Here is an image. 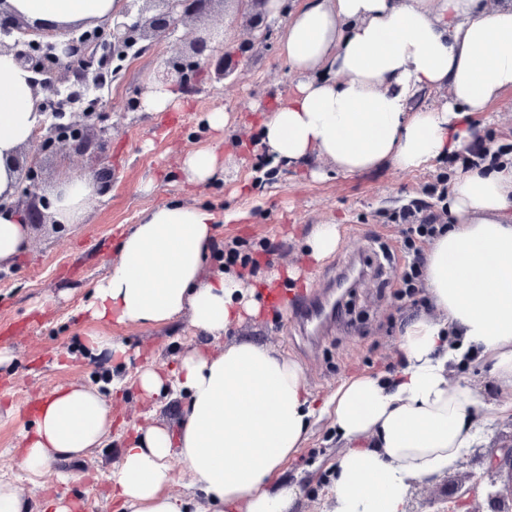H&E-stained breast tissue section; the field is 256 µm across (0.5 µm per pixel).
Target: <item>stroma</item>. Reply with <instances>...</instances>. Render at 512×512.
Listing matches in <instances>:
<instances>
[{"mask_svg": "<svg viewBox=\"0 0 512 512\" xmlns=\"http://www.w3.org/2000/svg\"><path fill=\"white\" fill-rule=\"evenodd\" d=\"M251 17L250 8L239 0H212L202 17L146 42L109 85L90 90L98 111L92 128L105 130L106 155L97 160L56 145L40 153L37 180L18 183L15 198L26 202L50 198L70 177L100 169L110 175L82 222L53 224L45 218L30 224L29 248L0 266V472L24 492L30 512H45L47 500L61 495L83 505V512H115L108 476L120 462L132 427L177 431L183 398L168 393L148 401L133 387L111 390V378H135L149 363L171 370L191 349L218 352L248 338L295 360L309 390L323 400L343 379L399 371L406 325L414 317L435 313L433 301L414 306L401 297L402 233L387 217L408 204L447 223V211L426 187L440 178L453 180L461 161L449 157L415 171L387 165L344 174L316 158L312 166L325 172L320 179L304 168H270L259 137L261 115L253 106L274 97L287 100L297 77L280 52L285 22L270 24L264 40L257 42ZM219 32L224 42L215 52L235 67V77L220 83L202 78L194 93L177 94L163 112L136 109V101L150 90L156 70L168 58L190 53L200 39ZM216 109L228 116L220 133L208 130L205 122L207 113ZM489 115L483 147L512 151V90L490 105ZM210 144L218 148L223 173L204 185L188 182L181 172L184 155ZM173 200L208 203L220 212L249 211L247 223L222 225L218 243H238L242 253L256 258L255 266H233L252 285L273 272H297L292 287L279 289L280 303L264 305L259 316L230 326L218 341L198 334L185 315L168 324L126 325L101 323L82 313L123 233L145 212ZM331 220L338 226L340 244L328 257L313 261L306 252L307 240L317 225ZM356 254L375 255L380 272L363 277L344 295L339 326L308 343L290 322L295 299L313 291L333 263ZM90 333L122 344L126 360L118 363L90 353L85 347ZM450 378L475 387L486 440L448 474L413 482L407 512H446L451 505L456 512H496L500 501L512 497V472L487 471L485 460L512 445V417L496 416L489 408L496 396L489 366L459 368ZM70 384L104 394L114 419L112 437L90 456L56 463L42 486H32L13 454L34 422L24 406ZM338 453L330 418L316 421L305 447L281 473L283 480L300 488L295 512H328Z\"/></svg>", "mask_w": 512, "mask_h": 512, "instance_id": "obj_1", "label": "stroma"}]
</instances>
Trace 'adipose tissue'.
Wrapping results in <instances>:
<instances>
[{"instance_id": "adipose-tissue-1", "label": "adipose tissue", "mask_w": 512, "mask_h": 512, "mask_svg": "<svg viewBox=\"0 0 512 512\" xmlns=\"http://www.w3.org/2000/svg\"><path fill=\"white\" fill-rule=\"evenodd\" d=\"M124 6L0 0V9L37 27L93 26ZM267 14L287 20L282 50L299 81L287 101L265 110L261 141L291 168L315 158L345 174L422 168L465 150L480 132L473 115L512 90V0L493 8L484 0H269ZM35 79L0 51V262L29 244L12 201L15 156L38 120ZM433 89L447 90V100L411 110L416 94ZM96 196L91 177L69 178L46 212L54 223L77 224ZM448 216L424 253L437 314L407 326L397 373L344 380L321 403L295 361L248 339L217 353L193 349L172 372L144 366L136 378L143 396L173 389L187 402L177 432L153 426L129 438L110 474L117 512H292L300 488L280 474L324 415L341 446L331 512H406L413 481L453 470L481 438L477 392L450 381L453 366L488 364L493 409L512 415V154L460 171ZM242 217L178 201L145 212L94 290L92 319L158 325L186 314L201 336L218 340L242 314H259L240 274L203 272L221 222ZM111 434V409L97 389L61 387L23 435L17 465L38 485L56 461L86 456ZM174 459L193 478L190 496L168 491Z\"/></svg>"}]
</instances>
